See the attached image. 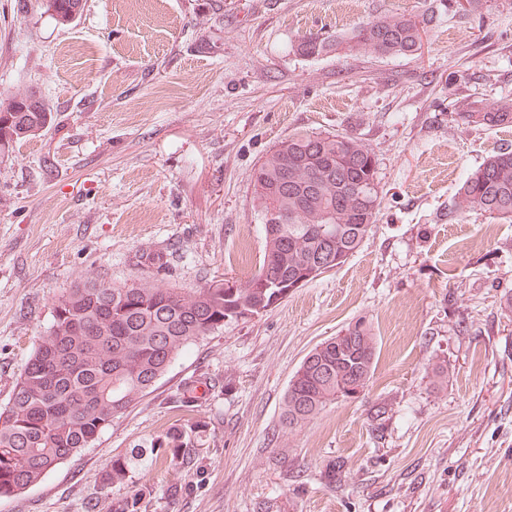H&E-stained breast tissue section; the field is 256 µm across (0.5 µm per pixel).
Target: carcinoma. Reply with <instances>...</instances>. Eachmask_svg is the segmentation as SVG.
<instances>
[{"mask_svg":"<svg viewBox=\"0 0 512 512\" xmlns=\"http://www.w3.org/2000/svg\"><path fill=\"white\" fill-rule=\"evenodd\" d=\"M80 0H46L47 10L67 24ZM434 13L380 17L347 35L309 33L291 50L303 57L365 47L379 57L411 55L420 29ZM467 125L512 120L499 106L460 112ZM51 121L35 94L0 102V154L30 138ZM254 202L265 226L259 270L236 292L212 278L191 294L144 281L115 288L86 280L54 305L53 323L27 360L9 401L0 406V498L22 493L45 473L90 447L112 417L136 406L176 356L201 336L224 328V320L268 310L273 297L306 277L319 251L335 252L336 269L362 246L381 206L374 152L352 133L293 137L279 143L254 168ZM471 210L512 219V151L501 150L472 172L455 194L456 215ZM333 232L320 237L318 228ZM345 349L336 358V338L313 348L293 375L284 400L283 422L297 425L337 399L338 390L368 387L375 368V337L361 319L345 328ZM197 431L178 428L150 441L143 451L115 455L103 485L121 484L134 467L157 460L190 464ZM149 491L131 488L114 512H142Z\"/></svg>","mask_w":512,"mask_h":512,"instance_id":"carcinoma-1","label":"carcinoma"}]
</instances>
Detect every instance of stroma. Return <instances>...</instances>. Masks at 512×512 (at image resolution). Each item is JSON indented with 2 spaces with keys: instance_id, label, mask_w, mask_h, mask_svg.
I'll use <instances>...</instances> for the list:
<instances>
[{
  "instance_id": "1",
  "label": "stroma",
  "mask_w": 512,
  "mask_h": 512,
  "mask_svg": "<svg viewBox=\"0 0 512 512\" xmlns=\"http://www.w3.org/2000/svg\"><path fill=\"white\" fill-rule=\"evenodd\" d=\"M443 2L415 55L305 58L299 36L430 0H83L68 24L45 0H0V99L32 92L52 113L0 156V405L74 284L251 278L265 246L252 173L281 141L351 131L383 191L341 268L193 341L0 512H112V456L199 421L194 463L132 470L146 512H512V220L448 216L460 182L512 150V126L455 111L512 107V0ZM359 318L376 338L362 396L283 426L304 357ZM197 378L189 411L178 397ZM174 483L187 493L171 502Z\"/></svg>"
}]
</instances>
